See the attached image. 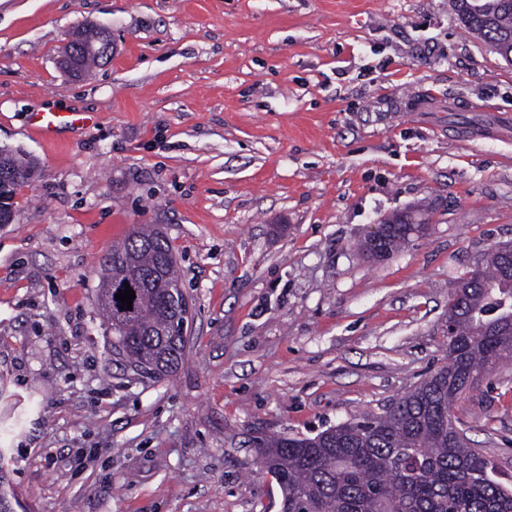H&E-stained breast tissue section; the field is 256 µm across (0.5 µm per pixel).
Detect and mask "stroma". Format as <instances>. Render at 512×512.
Instances as JSON below:
<instances>
[{
    "mask_svg": "<svg viewBox=\"0 0 512 512\" xmlns=\"http://www.w3.org/2000/svg\"><path fill=\"white\" fill-rule=\"evenodd\" d=\"M112 60H57L86 26ZM43 112L91 122L43 137ZM512 65L451 0H0V147L32 182L0 225V410L17 512H280L261 435L379 413L448 361L450 286L512 244ZM409 212L389 258L355 248ZM167 237L190 353L125 367L100 260ZM512 475V361L455 405Z\"/></svg>",
    "mask_w": 512,
    "mask_h": 512,
    "instance_id": "obj_1",
    "label": "stroma"
}]
</instances>
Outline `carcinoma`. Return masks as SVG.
<instances>
[{
  "instance_id": "carcinoma-1",
  "label": "carcinoma",
  "mask_w": 512,
  "mask_h": 512,
  "mask_svg": "<svg viewBox=\"0 0 512 512\" xmlns=\"http://www.w3.org/2000/svg\"><path fill=\"white\" fill-rule=\"evenodd\" d=\"M462 27L512 63V0H455ZM100 31L78 34V66L105 63L89 51ZM13 176L0 182L12 199L36 175L30 160L12 155ZM505 245L493 248L453 286L448 319V364L424 378L381 414H363L313 437L256 438L257 463L282 491V512H512V487L453 414L455 403L480 376L512 360V270ZM97 305L139 374L171 376L183 365L188 343L170 336L178 302L167 285L179 280L168 239L155 229L135 231L101 259ZM135 292L132 309L116 294ZM8 470L0 448V512H9Z\"/></svg>"
}]
</instances>
